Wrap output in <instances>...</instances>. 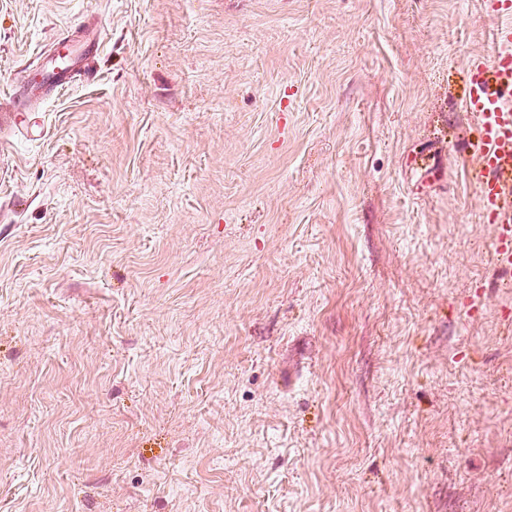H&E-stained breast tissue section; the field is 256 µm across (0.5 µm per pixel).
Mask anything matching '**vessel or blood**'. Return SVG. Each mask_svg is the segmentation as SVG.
Wrapping results in <instances>:
<instances>
[{"instance_id": "vessel-or-blood-1", "label": "vessel or blood", "mask_w": 512, "mask_h": 512, "mask_svg": "<svg viewBox=\"0 0 512 512\" xmlns=\"http://www.w3.org/2000/svg\"><path fill=\"white\" fill-rule=\"evenodd\" d=\"M496 11L502 18L494 33L496 50L490 63L472 64L465 109L475 115L480 133L474 174L480 210L485 223L497 226L495 257L508 266L512 264V204L506 200L512 187V0H496ZM56 42L64 53L42 66V90L93 77L90 61L100 40L86 44L66 31Z\"/></svg>"}]
</instances>
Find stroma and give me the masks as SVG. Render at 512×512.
<instances>
[{
  "label": "stroma",
  "mask_w": 512,
  "mask_h": 512,
  "mask_svg": "<svg viewBox=\"0 0 512 512\" xmlns=\"http://www.w3.org/2000/svg\"><path fill=\"white\" fill-rule=\"evenodd\" d=\"M491 0H0V512H512ZM502 21L494 33L496 50L489 64H471L466 112L479 128L478 165L473 176L486 224H496L494 253L503 265L512 264V206L506 190L512 182V1L497 0ZM55 45H61L65 49L63 58H61L62 52H59L58 55L51 57L48 66L45 64L47 59H43L37 68L42 73L41 86L31 90L33 94L62 89L77 77L88 80L95 74L91 69L90 61L100 50V37L91 41L89 45L85 42L81 43L79 38H72L70 31L66 30L56 38Z\"/></svg>",
  "instance_id": "obj_1"
}]
</instances>
